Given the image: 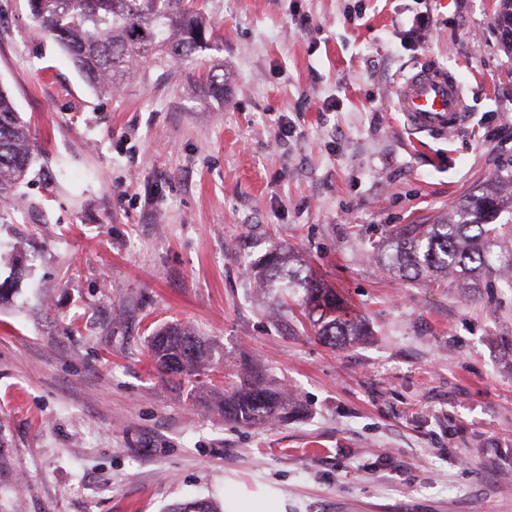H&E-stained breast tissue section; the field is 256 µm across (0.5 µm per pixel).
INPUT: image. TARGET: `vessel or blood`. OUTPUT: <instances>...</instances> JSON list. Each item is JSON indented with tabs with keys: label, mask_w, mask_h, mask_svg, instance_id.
I'll return each mask as SVG.
<instances>
[{
	"label": "vessel or blood",
	"mask_w": 512,
	"mask_h": 512,
	"mask_svg": "<svg viewBox=\"0 0 512 512\" xmlns=\"http://www.w3.org/2000/svg\"><path fill=\"white\" fill-rule=\"evenodd\" d=\"M395 109L409 130L432 137L453 132L467 117L460 84L439 69L420 68L402 76Z\"/></svg>",
	"instance_id": "vessel-or-blood-1"
}]
</instances>
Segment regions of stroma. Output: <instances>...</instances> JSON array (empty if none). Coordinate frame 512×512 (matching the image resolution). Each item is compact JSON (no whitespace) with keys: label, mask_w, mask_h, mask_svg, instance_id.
I'll return each mask as SVG.
<instances>
[{"label":"stroma","mask_w":512,"mask_h":512,"mask_svg":"<svg viewBox=\"0 0 512 512\" xmlns=\"http://www.w3.org/2000/svg\"><path fill=\"white\" fill-rule=\"evenodd\" d=\"M498 0H197L224 100L191 73L94 92L0 0V86L34 161L0 215V512H512V286L409 283L372 242L431 222L512 162ZM420 12L433 22L407 34ZM464 84L467 120L415 139L401 73ZM280 241L371 334L320 343L247 268ZM180 321L266 366L299 418L241 427L151 367Z\"/></svg>","instance_id":"stroma-1"}]
</instances>
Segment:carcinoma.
Here are the masks:
<instances>
[{
	"label": "carcinoma",
	"mask_w": 512,
	"mask_h": 512,
	"mask_svg": "<svg viewBox=\"0 0 512 512\" xmlns=\"http://www.w3.org/2000/svg\"><path fill=\"white\" fill-rule=\"evenodd\" d=\"M189 0H28L36 30L53 37L97 93L116 96L138 66L160 69L196 66L201 53L218 48L216 31L188 6ZM496 28L512 48V0H499ZM204 95L224 100V74L214 64L199 74ZM33 162L29 124L0 89V202L15 195ZM508 214L501 219L502 214ZM512 223V164H507L430 224H406L372 244L376 261L404 280L451 279L479 292L492 276L512 281V257H496L503 226ZM276 308L295 303L320 341L344 348L364 340L369 325L341 294L312 276L307 264L277 242L270 243L254 272ZM152 367L191 384L224 362L216 348L180 323L156 328L148 339ZM224 420L241 426L289 418L296 402L288 389L271 382L260 365H240L230 387L214 392ZM168 512H223L212 501L177 503Z\"/></svg>",
	"instance_id": "carcinoma-1"
}]
</instances>
